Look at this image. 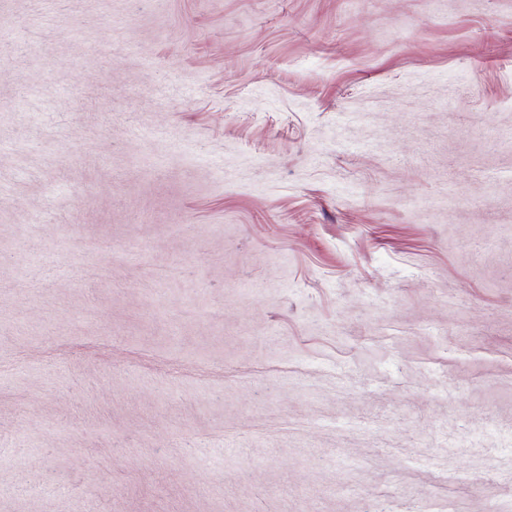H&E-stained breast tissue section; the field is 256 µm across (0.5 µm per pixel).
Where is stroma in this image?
Wrapping results in <instances>:
<instances>
[{"mask_svg":"<svg viewBox=\"0 0 512 512\" xmlns=\"http://www.w3.org/2000/svg\"><path fill=\"white\" fill-rule=\"evenodd\" d=\"M0 512H512V0H0Z\"/></svg>","mask_w":512,"mask_h":512,"instance_id":"stroma-1","label":"stroma"}]
</instances>
